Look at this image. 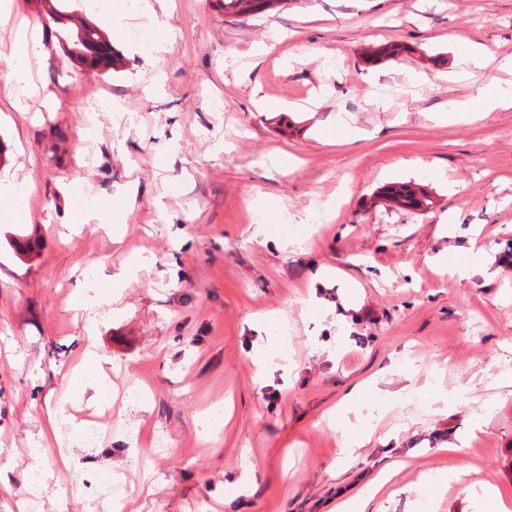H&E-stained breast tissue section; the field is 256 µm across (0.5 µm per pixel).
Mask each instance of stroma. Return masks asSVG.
Masks as SVG:
<instances>
[{
  "label": "stroma",
  "mask_w": 512,
  "mask_h": 512,
  "mask_svg": "<svg viewBox=\"0 0 512 512\" xmlns=\"http://www.w3.org/2000/svg\"><path fill=\"white\" fill-rule=\"evenodd\" d=\"M58 4L10 0L0 25V86L18 27L43 34L26 114L0 97V178L26 189L23 217L0 222V512H21L33 461L37 512H105L65 488L110 476L143 512H332L397 461L370 512H479L487 488L512 512V109L431 118L473 92L457 36L512 54V0H283L240 17L224 0H68L56 21ZM81 20L117 67L73 53ZM387 43L404 54L367 62ZM437 70L451 79L405 95ZM347 116L366 138L346 140ZM391 180L425 185L428 209L386 202ZM80 196L111 223L71 225ZM331 199V220L304 223ZM480 247L483 268L449 274L444 258ZM273 334L291 373L253 363ZM88 335L112 362L107 415L79 382ZM349 399L369 439L345 459L326 415ZM50 408L59 436L104 434L76 465L40 442ZM427 471L452 480L419 490Z\"/></svg>",
  "instance_id": "stroma-1"
}]
</instances>
